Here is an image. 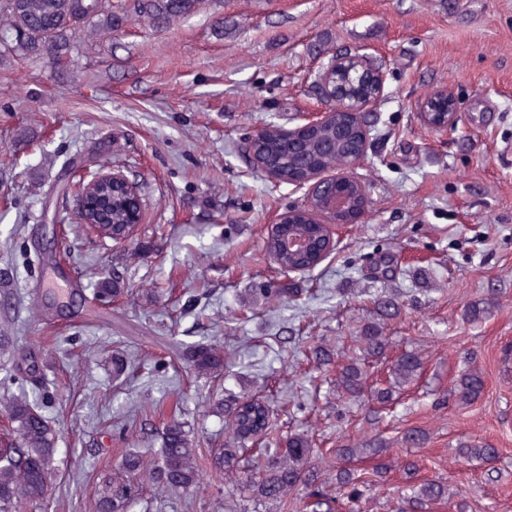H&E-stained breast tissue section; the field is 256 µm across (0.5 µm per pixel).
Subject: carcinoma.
<instances>
[{
	"label": "carcinoma",
	"instance_id": "obj_1",
	"mask_svg": "<svg viewBox=\"0 0 512 512\" xmlns=\"http://www.w3.org/2000/svg\"><path fill=\"white\" fill-rule=\"evenodd\" d=\"M202 0H132L112 4V0H0V67L17 56L59 64L71 56L76 40L89 42L104 34L119 32L136 15L156 27L197 13ZM362 128L347 113L338 112L327 122L310 126L304 137L288 138L272 126L257 137L245 140L249 156L276 173L278 182L291 185L312 165L333 168L360 152ZM132 197L117 186L112 190L114 224L131 223ZM324 225L293 214L268 228L264 249L278 256L280 266L315 268L317 252L323 245ZM291 289L252 288V304L263 307L279 303ZM128 293L120 278L103 275L94 288L95 299L105 302ZM373 318L360 330L358 349L363 361L350 360L338 366L336 392L342 399L362 396L369 379L366 364L390 361L385 386L371 389V397L382 405L394 400L396 393L417 384L424 373L421 356L405 351L389 358L392 347L387 336L388 323L399 318L405 305L396 293L373 299ZM490 310L483 300L470 302L464 309L469 322L482 320ZM182 360L198 378L220 381L229 366L223 348L212 344L183 347ZM306 360L329 366L334 355L325 345L309 348ZM136 364L129 357H112V376H129ZM484 372L471 367L455 378L451 388L456 405L468 407L484 394ZM224 417L228 438L211 465L224 473L228 481H243L259 503L275 506L281 512H341L345 503L358 500L363 490L385 483L388 474L399 470L408 485L406 502L412 512H426L430 505L452 498L443 481L415 477L417 465L387 454L388 446L376 439L365 446H340L316 450L315 440L305 432L286 434L272 420L267 401L256 395L228 393L213 405ZM158 412L154 405H142L129 415V431L137 429L140 419ZM58 431L38 401L25 392L0 398V512H7L13 497L21 494L31 500L46 497L50 480V462L58 453ZM498 449L489 444L464 443L457 449L463 459L489 460ZM203 455L198 452L179 408L172 410L162 432L159 456L148 462L138 450L125 448L95 499V512H127L128 502L138 495L133 483L146 473L155 490L194 491L199 484ZM367 459L372 467L362 469L357 463ZM334 484V489L327 488Z\"/></svg>",
	"mask_w": 512,
	"mask_h": 512
}]
</instances>
